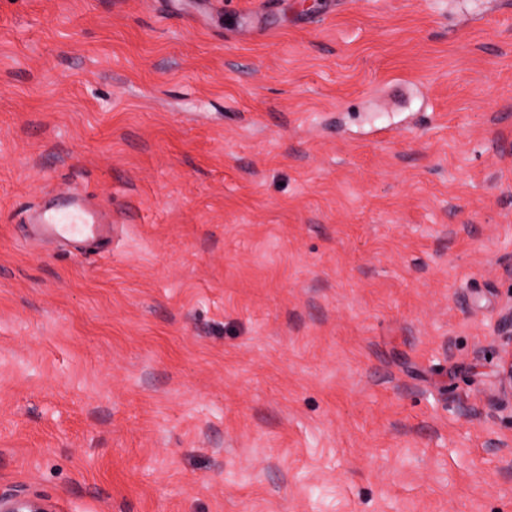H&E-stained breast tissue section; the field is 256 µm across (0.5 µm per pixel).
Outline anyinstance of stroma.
I'll list each match as a JSON object with an SVG mask.
<instances>
[{
  "label": "stroma",
  "instance_id": "obj_1",
  "mask_svg": "<svg viewBox=\"0 0 512 512\" xmlns=\"http://www.w3.org/2000/svg\"><path fill=\"white\" fill-rule=\"evenodd\" d=\"M510 304L512 0H0L1 490L512 512ZM29 218L34 239H49L72 251H83L87 242L110 240L112 222L98 219L80 195L57 193ZM496 337L500 351L494 398L512 406V306L500 315Z\"/></svg>",
  "mask_w": 512,
  "mask_h": 512
}]
</instances>
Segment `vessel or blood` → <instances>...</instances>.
<instances>
[{"instance_id":"b4317fda","label":"vessel or blood","mask_w":512,"mask_h":512,"mask_svg":"<svg viewBox=\"0 0 512 512\" xmlns=\"http://www.w3.org/2000/svg\"><path fill=\"white\" fill-rule=\"evenodd\" d=\"M35 239H49L72 251L87 242L110 239L111 223L98 219L84 199L69 193L55 194L52 202L35 210L30 219Z\"/></svg>"}]
</instances>
